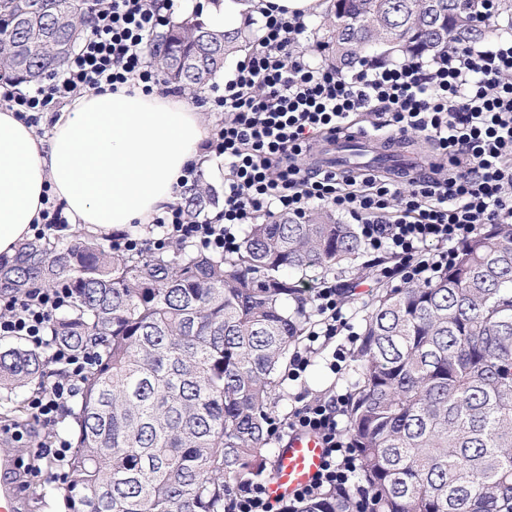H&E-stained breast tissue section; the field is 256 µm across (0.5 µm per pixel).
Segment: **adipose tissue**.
<instances>
[{
	"label": "adipose tissue",
	"mask_w": 512,
	"mask_h": 512,
	"mask_svg": "<svg viewBox=\"0 0 512 512\" xmlns=\"http://www.w3.org/2000/svg\"><path fill=\"white\" fill-rule=\"evenodd\" d=\"M308 16L319 0H219L208 26L233 31L249 11ZM207 131L186 101L125 86L68 105L46 138L0 109V254L32 234L45 194L90 232L130 231L176 198L185 166L209 168Z\"/></svg>",
	"instance_id": "1"
}]
</instances>
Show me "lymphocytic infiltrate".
I'll return each instance as SVG.
<instances>
[{"mask_svg": "<svg viewBox=\"0 0 512 512\" xmlns=\"http://www.w3.org/2000/svg\"><path fill=\"white\" fill-rule=\"evenodd\" d=\"M171 7L170 0H100L62 75L26 91L1 82L0 107L35 126L50 105L92 91L125 85L170 95L147 64L145 48L167 24ZM305 31L300 17L266 14L258 47L214 98L221 118L205 147L230 169L223 210L202 219L167 205L151 221L159 237L118 232L109 239L114 251L189 243L228 252L258 215L302 217L317 203L354 219L365 245L394 258V265L378 268L379 279L428 284L455 262L459 246L480 225L512 223V35L343 72L306 59ZM359 127L377 135L419 134L433 143L440 162L432 175L407 184L303 166L319 138ZM342 295L335 283L320 280L312 316L318 335H335ZM70 298L65 288L0 297V337L26 341L58 369L54 383L28 399L33 417L47 427L57 424L96 358L94 351L77 352L48 337ZM289 426L323 440L322 470L288 500L270 499L265 485L255 484L239 494L234 512H293L324 487L352 482L355 450L338 426L335 401L303 407Z\"/></svg>", "mask_w": 512, "mask_h": 512, "instance_id": "1", "label": "lymphocytic infiltrate"}]
</instances>
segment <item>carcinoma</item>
I'll return each mask as SVG.
<instances>
[{"instance_id": "obj_1", "label": "carcinoma", "mask_w": 512, "mask_h": 512, "mask_svg": "<svg viewBox=\"0 0 512 512\" xmlns=\"http://www.w3.org/2000/svg\"><path fill=\"white\" fill-rule=\"evenodd\" d=\"M87 0H0V81L57 75ZM332 0L317 47L336 68L371 53L436 55L512 31V0ZM242 30L185 18L148 54L195 94L242 50ZM215 204L196 185L185 205ZM365 244L324 209L262 216L232 253L188 246L118 254L81 232L23 244L0 290H72L55 341L98 352L75 403L68 512H232L271 475L280 373L304 341L295 275L331 270ZM345 432L357 474L295 512H512V224H484L428 284L379 291L351 351ZM39 352L0 349V388L48 383Z\"/></svg>"}]
</instances>
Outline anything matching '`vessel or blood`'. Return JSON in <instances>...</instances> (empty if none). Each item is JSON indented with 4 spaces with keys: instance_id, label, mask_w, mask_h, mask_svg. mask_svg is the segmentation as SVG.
Wrapping results in <instances>:
<instances>
[{
    "instance_id": "b4317fda",
    "label": "vessel or blood",
    "mask_w": 512,
    "mask_h": 512,
    "mask_svg": "<svg viewBox=\"0 0 512 512\" xmlns=\"http://www.w3.org/2000/svg\"><path fill=\"white\" fill-rule=\"evenodd\" d=\"M352 148L366 155L367 169L390 174L403 182L423 175L422 166L403 154L400 144L368 135L336 134L319 147L316 160L321 167L344 170L351 166L348 151ZM325 460L323 442L316 434L304 430L290 433L272 467L270 496H294L314 480ZM23 497L18 483L0 481V512H20Z\"/></svg>"
}]
</instances>
